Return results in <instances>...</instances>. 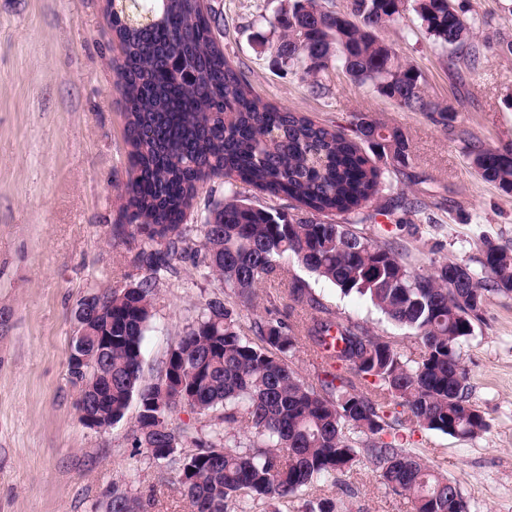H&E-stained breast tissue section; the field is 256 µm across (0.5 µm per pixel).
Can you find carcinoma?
Listing matches in <instances>:
<instances>
[{"label": "carcinoma", "instance_id": "1", "mask_svg": "<svg viewBox=\"0 0 512 512\" xmlns=\"http://www.w3.org/2000/svg\"><path fill=\"white\" fill-rule=\"evenodd\" d=\"M154 21L135 23L112 10L124 57L128 162L125 214L141 236L135 262L144 273L94 302L82 342L112 337L89 391L68 367L93 409L116 424L138 405L133 435L154 461H178V483L196 512H247L256 501L284 502L318 483L342 482L365 455L384 489L405 496L413 512H470L455 482L406 447V426L473 439L489 423L471 401L462 349L491 293L512 294V246L483 241L480 271L446 261L421 272L394 239L358 228L363 209L408 165L409 143L396 127L352 115L354 137L332 125L261 103L225 59L212 16L198 0H147ZM414 15L416 28L449 50L453 70L477 67L480 44L454 0H345L328 11L321 0H287L268 21L277 56L321 96L331 68L399 108L448 127L452 108L432 100L420 70L381 32ZM464 153L483 180L512 193V146L468 142ZM224 177V199L204 216L199 262L237 296L283 276L292 258L340 293L363 300L390 325L416 337L407 353L367 325L338 316L293 281L288 296L311 310L299 327L262 318L244 331L229 301L209 300L168 351L158 381L143 380L142 351L161 277L189 250L184 224L200 184ZM240 180L298 203L311 217L237 196ZM302 349L321 359L316 383L292 357ZM188 409L214 418L208 433L170 426ZM245 425L243 434H233ZM233 434L234 447L222 443ZM112 512H144L143 501L117 487Z\"/></svg>", "mask_w": 512, "mask_h": 512}]
</instances>
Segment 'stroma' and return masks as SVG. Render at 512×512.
<instances>
[{
    "instance_id": "1",
    "label": "stroma",
    "mask_w": 512,
    "mask_h": 512,
    "mask_svg": "<svg viewBox=\"0 0 512 512\" xmlns=\"http://www.w3.org/2000/svg\"><path fill=\"white\" fill-rule=\"evenodd\" d=\"M462 2L485 44L476 71L450 72L447 52L423 34L408 35L404 25L383 33L422 72L430 97L454 109L444 127L333 69L325 96L312 95L275 61L268 21L281 0H205L218 46L263 102L342 127L351 114L364 113L404 131L409 164L393 189L368 204L362 228L396 239L421 270L446 260L475 269L482 239L512 243V193L476 175L463 152L468 141L512 144V0ZM122 63L107 0H0V512H105L115 487L148 500L147 512H194L175 470L137 446V406L107 430L86 428L67 367L79 301L141 274L133 262L140 240L122 211L131 177ZM284 267L285 282H266L249 300L235 298L242 327L265 315L272 298L281 315L305 322L308 311L287 295L294 279L340 316L416 349L414 337L363 301L341 297L293 260ZM176 268L153 300L143 345L149 383L205 302L224 295L191 258ZM463 360L488 430L462 441L419 429L414 450L456 482L471 512H512V296L489 295ZM324 498L338 512H412L408 499L385 494L363 460L343 486L308 487L283 512H312Z\"/></svg>"
}]
</instances>
